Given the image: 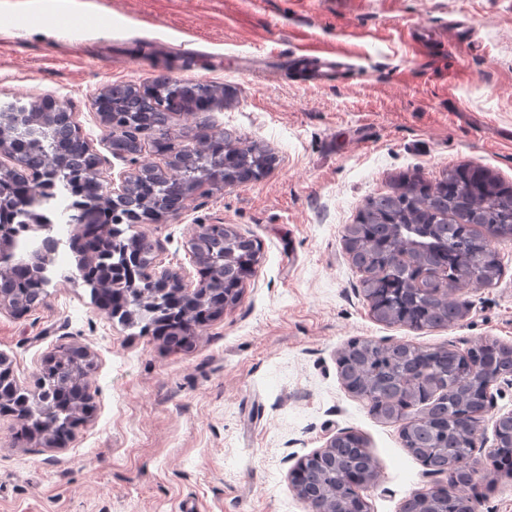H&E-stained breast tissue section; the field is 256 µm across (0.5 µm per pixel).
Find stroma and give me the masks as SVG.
I'll return each instance as SVG.
<instances>
[{
  "label": "stroma",
  "instance_id": "stroma-1",
  "mask_svg": "<svg viewBox=\"0 0 512 512\" xmlns=\"http://www.w3.org/2000/svg\"><path fill=\"white\" fill-rule=\"evenodd\" d=\"M306 49L354 69L315 85L294 64ZM271 51L276 74L235 67ZM165 73L224 89L210 110L174 116L176 136L226 129L278 166L203 185L178 215L146 225L154 267L197 287L189 240L197 225L224 224L260 241L255 273L185 352L132 334L79 279H53L24 315L0 309L15 381L33 387L45 355L75 344L91 354L95 404L62 448L20 439L0 414V512H183L188 501L197 512H310L289 472L342 430L378 461L370 512H401L447 478L427 476L397 425L346 390L338 354L353 339L512 345V241L496 245V285L460 292L464 320L416 331L373 319L343 231L406 173L432 184L471 164L512 185V0H0V104L67 102L104 178L132 166L112 157L95 97ZM466 492L475 512H512L511 476L482 473Z\"/></svg>",
  "mask_w": 512,
  "mask_h": 512
}]
</instances>
